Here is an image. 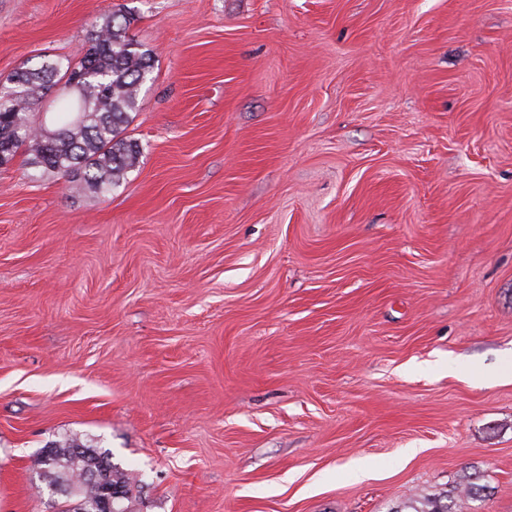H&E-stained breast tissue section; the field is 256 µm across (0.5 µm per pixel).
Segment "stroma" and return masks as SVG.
Listing matches in <instances>:
<instances>
[{"label":"stroma","instance_id":"35a3bbf8","mask_svg":"<svg viewBox=\"0 0 512 512\" xmlns=\"http://www.w3.org/2000/svg\"><path fill=\"white\" fill-rule=\"evenodd\" d=\"M115 12L135 169L0 167V512L64 439L133 512H512V0H0V78ZM475 478H471V476L467 479L466 484L464 485L463 490L460 491L462 494H457V498H454L452 502H454L455 507L458 511H462L463 501L468 502L470 499L481 497V494L484 491V487L477 484ZM457 510H453L451 506L448 504H441L440 501H432L427 500L422 503V506L414 512H456Z\"/></svg>","mask_w":512,"mask_h":512}]
</instances>
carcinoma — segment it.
<instances>
[{"instance_id": "obj_1", "label": "carcinoma", "mask_w": 512, "mask_h": 512, "mask_svg": "<svg viewBox=\"0 0 512 512\" xmlns=\"http://www.w3.org/2000/svg\"><path fill=\"white\" fill-rule=\"evenodd\" d=\"M151 69V53L129 36L126 17L106 16L88 31L81 57L57 55L0 78V153L11 160L27 147L31 181L56 173L78 190L111 193L139 162V145L122 133ZM53 89L49 111L34 124L32 110ZM49 124L54 129L47 130ZM77 446L72 440L51 449L54 462L46 472L55 485H68L84 468L111 463L109 453L90 447L76 462L68 452ZM483 491L470 477L454 506L427 500L414 512H455Z\"/></svg>"}]
</instances>
